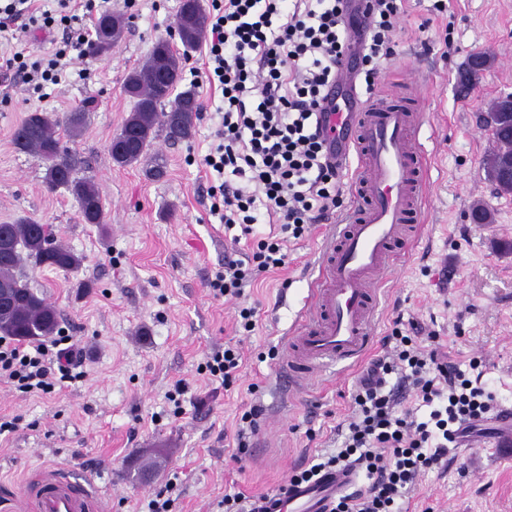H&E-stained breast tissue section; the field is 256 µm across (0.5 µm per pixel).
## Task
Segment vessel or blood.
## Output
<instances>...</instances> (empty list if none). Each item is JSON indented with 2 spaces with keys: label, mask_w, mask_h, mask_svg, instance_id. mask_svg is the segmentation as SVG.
Wrapping results in <instances>:
<instances>
[{
  "label": "vessel or blood",
  "mask_w": 512,
  "mask_h": 512,
  "mask_svg": "<svg viewBox=\"0 0 512 512\" xmlns=\"http://www.w3.org/2000/svg\"><path fill=\"white\" fill-rule=\"evenodd\" d=\"M336 102L329 113L327 146L339 163L358 155L352 208L325 245L310 290L309 315L289 342L287 384L313 365L351 364L370 350L378 286L390 272L392 245L419 220L425 194L423 153L416 136L417 111L361 97L354 61L336 68ZM354 481L347 469L324 473L274 494L271 512H330ZM36 512H95L87 482L51 475L38 486Z\"/></svg>",
  "instance_id": "obj_1"
}]
</instances>
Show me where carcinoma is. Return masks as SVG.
I'll use <instances>...</instances> for the list:
<instances>
[{
    "instance_id": "cac0c4a2",
    "label": "carcinoma",
    "mask_w": 512,
    "mask_h": 512,
    "mask_svg": "<svg viewBox=\"0 0 512 512\" xmlns=\"http://www.w3.org/2000/svg\"><path fill=\"white\" fill-rule=\"evenodd\" d=\"M204 6L192 9L182 19L181 38L185 50L194 49L206 27ZM107 28L106 37L117 46L125 29L122 15L112 13L99 18L95 37ZM181 80V57L171 48L160 44L152 50L145 64L133 70L124 84L125 93L132 99L133 108L121 127L120 134L130 131L136 144L122 155L111 152L119 166L147 162V173L154 179L167 173L166 160L157 153L149 154L152 140L162 135L171 138L177 131L180 141L192 138L199 102L189 100L195 95L191 89L176 92ZM175 97L174 106L165 111V102ZM88 111L79 109L59 119L49 112H30L16 128L12 144L20 152H35L46 163L45 182L54 190L66 189L76 200L82 221L100 224L103 206L95 182L77 176L82 161L77 154L61 145L55 128L65 124L69 132L78 135L87 120ZM504 149L487 156L485 166L490 177H495L505 157L512 155V145L503 142ZM9 245V252L0 255V334L18 340H31L53 335L59 325L56 308L38 295L29 284L27 268H49L63 272L78 270L82 257L57 243L50 225L31 217H23L12 224H0V243Z\"/></svg>"
}]
</instances>
